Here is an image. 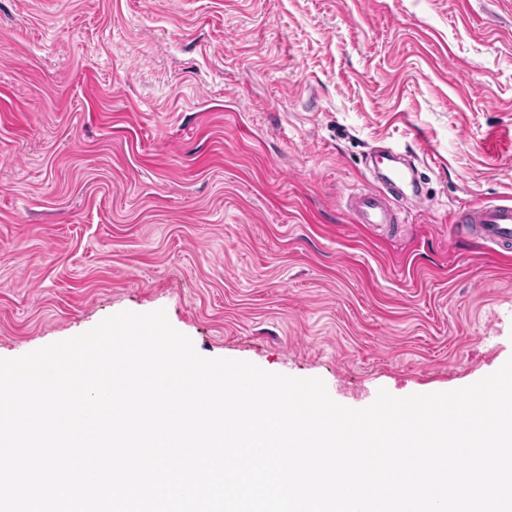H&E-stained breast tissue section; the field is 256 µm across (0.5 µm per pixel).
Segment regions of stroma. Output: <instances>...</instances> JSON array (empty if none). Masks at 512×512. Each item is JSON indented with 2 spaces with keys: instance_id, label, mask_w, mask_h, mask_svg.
Instances as JSON below:
<instances>
[{
  "instance_id": "stroma-1",
  "label": "stroma",
  "mask_w": 512,
  "mask_h": 512,
  "mask_svg": "<svg viewBox=\"0 0 512 512\" xmlns=\"http://www.w3.org/2000/svg\"><path fill=\"white\" fill-rule=\"evenodd\" d=\"M415 155L397 232L366 159ZM512 0H0V358L165 310L361 409L512 359ZM405 179L403 171L394 169L378 180L371 188L351 194L346 209L355 224H401L393 208L394 201L403 200L404 195L397 184ZM450 224L458 237L480 241L503 259L512 258V203L461 206Z\"/></svg>"
}]
</instances>
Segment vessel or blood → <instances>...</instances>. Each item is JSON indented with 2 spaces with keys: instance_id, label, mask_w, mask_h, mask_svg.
Instances as JSON below:
<instances>
[{
  "instance_id": "obj_1",
  "label": "vessel or blood",
  "mask_w": 512,
  "mask_h": 512,
  "mask_svg": "<svg viewBox=\"0 0 512 512\" xmlns=\"http://www.w3.org/2000/svg\"><path fill=\"white\" fill-rule=\"evenodd\" d=\"M404 178V172L395 169L371 188L351 194L346 208L355 223L397 224L393 204L403 197L398 185ZM451 224L458 237L480 241L500 257L512 258V203L461 206L453 212Z\"/></svg>"
}]
</instances>
